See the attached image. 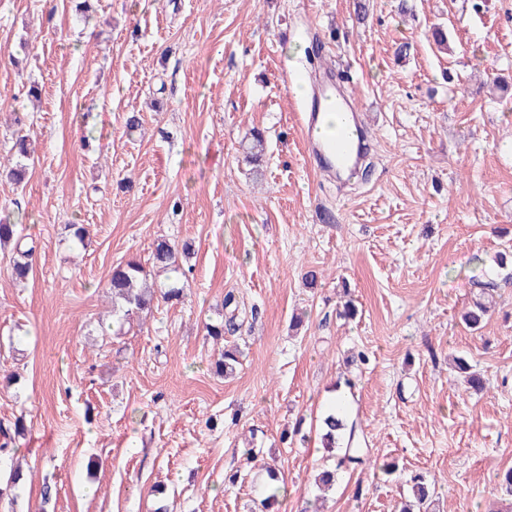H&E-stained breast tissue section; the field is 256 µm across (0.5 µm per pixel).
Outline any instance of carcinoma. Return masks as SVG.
Masks as SVG:
<instances>
[{"label": "carcinoma", "instance_id": "obj_1", "mask_svg": "<svg viewBox=\"0 0 512 512\" xmlns=\"http://www.w3.org/2000/svg\"><path fill=\"white\" fill-rule=\"evenodd\" d=\"M265 131L251 130L245 138L247 161L252 164L251 175H262L261 161L266 151ZM16 155L15 167L9 170L7 177L21 184L25 175L24 161L28 159L26 139L18 137L14 143ZM12 246L14 257L10 264V276L18 284L25 282L32 272V259L35 251L34 242L27 240L19 231L18 225L12 223L10 218L0 220V247ZM178 252L167 239L156 241L151 253V263L160 269H169L176 265ZM108 286L112 291L113 315L127 319L131 315L143 312L160 297L167 301L177 300L183 294V289L171 285L166 289H155L146 286V271L143 264L131 259L123 265L112 270ZM475 286L479 288L478 297L463 313L462 318L467 328L476 331L481 328L485 316L490 311L494 301L493 293L498 287L493 278L478 280ZM224 310L227 311L225 319L204 325L206 335L215 340L224 337V334L234 333L240 329L236 323L238 301L232 292L224 295ZM240 351L236 347L226 348L221 360L216 363L217 371L230 376L235 373L239 364ZM356 422L346 405L336 408L322 418L320 424V439L322 448L333 461V472L319 478V485L328 488L340 473L347 472L366 463V451L358 447L356 437ZM412 499L402 498L395 503L394 512H431L432 497L425 476L416 474L411 477ZM497 488L501 493L500 512H512V468L509 467L497 474Z\"/></svg>", "mask_w": 512, "mask_h": 512}]
</instances>
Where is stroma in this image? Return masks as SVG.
Instances as JSON below:
<instances>
[{"label": "stroma", "instance_id": "stroma-1", "mask_svg": "<svg viewBox=\"0 0 512 512\" xmlns=\"http://www.w3.org/2000/svg\"><path fill=\"white\" fill-rule=\"evenodd\" d=\"M366 5L361 22L356 0H93L87 17L0 0V162L15 129L34 149L24 186L0 181V215L36 247L23 285L0 257V424L28 426L0 459L1 482L27 476L0 512H255L265 462L288 487L279 512H303L337 382L378 465L342 476L322 512H393L417 473L435 512H489L512 466V281L496 263L512 252V0ZM318 69L365 121L366 175L309 160L292 88ZM255 126L258 181L241 147ZM68 224L89 225L85 245ZM163 236L190 249L181 303L113 334V266ZM486 274L496 308L475 333L460 317ZM230 291L261 314L232 335L245 355L225 379L203 323Z\"/></svg>", "mask_w": 512, "mask_h": 512}]
</instances>
